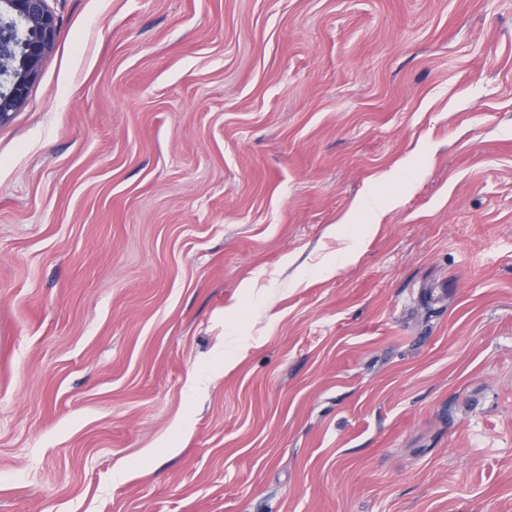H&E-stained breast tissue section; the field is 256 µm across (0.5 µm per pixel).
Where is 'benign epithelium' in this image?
Wrapping results in <instances>:
<instances>
[{"label": "benign epithelium", "instance_id": "obj_1", "mask_svg": "<svg viewBox=\"0 0 512 512\" xmlns=\"http://www.w3.org/2000/svg\"><path fill=\"white\" fill-rule=\"evenodd\" d=\"M57 31L47 0H0V124L26 105Z\"/></svg>", "mask_w": 512, "mask_h": 512}]
</instances>
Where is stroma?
I'll list each match as a JSON object with an SVG mask.
<instances>
[{"label": "stroma", "instance_id": "stroma-1", "mask_svg": "<svg viewBox=\"0 0 512 512\" xmlns=\"http://www.w3.org/2000/svg\"><path fill=\"white\" fill-rule=\"evenodd\" d=\"M48 6L0 512H512V0Z\"/></svg>", "mask_w": 512, "mask_h": 512}]
</instances>
